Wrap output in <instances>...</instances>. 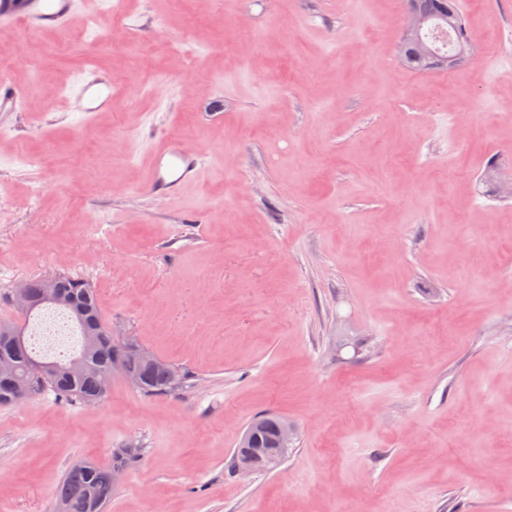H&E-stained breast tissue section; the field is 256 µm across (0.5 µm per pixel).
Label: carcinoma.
<instances>
[{"instance_id": "carcinoma-1", "label": "carcinoma", "mask_w": 512, "mask_h": 512, "mask_svg": "<svg viewBox=\"0 0 512 512\" xmlns=\"http://www.w3.org/2000/svg\"><path fill=\"white\" fill-rule=\"evenodd\" d=\"M61 290L74 295L85 309V322L78 321L71 309H66L67 319L72 322V331L78 336L79 346L73 352L49 355L34 347L32 333L25 332L24 347H16L6 332L14 326L10 321L0 322V407L10 405L8 401L12 380L21 378L29 385V394L34 397L50 391L64 401H74L82 406L105 398L103 390L112 378V364L120 361L129 371L137 374L142 386L139 392L145 395H166L176 391L186 380V374L175 367H164L157 362L143 363L133 358L112 336L111 327L102 317L94 288L89 282L70 275H63L57 283ZM42 283L37 278L29 279V296L34 308L31 315L38 317L47 305L41 303ZM52 363L61 368L55 376L46 377L37 372L32 362ZM263 428L257 432L255 447L259 448L260 460L256 473H268L267 459L275 456L284 459L288 451L280 452L275 445L276 426L280 417L272 414L260 416ZM127 457H117L110 465H99L92 461H81L73 465L57 486L52 512H102L112 498L116 486L114 474L125 469Z\"/></svg>"}]
</instances>
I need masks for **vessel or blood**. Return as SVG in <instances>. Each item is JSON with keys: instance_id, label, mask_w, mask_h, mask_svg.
I'll return each instance as SVG.
<instances>
[{"instance_id": "b4317fda", "label": "vessel or blood", "mask_w": 512, "mask_h": 512, "mask_svg": "<svg viewBox=\"0 0 512 512\" xmlns=\"http://www.w3.org/2000/svg\"><path fill=\"white\" fill-rule=\"evenodd\" d=\"M73 9V0H0V28L23 26L35 32L60 27ZM83 112H98L108 106L112 86L101 75L92 74L80 90ZM204 155L183 152L175 138H167L154 157L150 191L162 198L176 199L185 186L199 180Z\"/></svg>"}]
</instances>
